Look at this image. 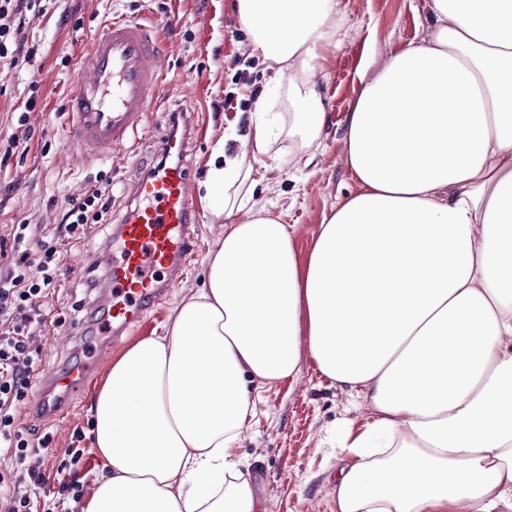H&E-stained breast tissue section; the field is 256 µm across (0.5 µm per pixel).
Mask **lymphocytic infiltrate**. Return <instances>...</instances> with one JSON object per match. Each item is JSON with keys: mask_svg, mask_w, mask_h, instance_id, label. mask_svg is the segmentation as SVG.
Wrapping results in <instances>:
<instances>
[{"mask_svg": "<svg viewBox=\"0 0 512 512\" xmlns=\"http://www.w3.org/2000/svg\"><path fill=\"white\" fill-rule=\"evenodd\" d=\"M42 9V0H0V73L9 74L36 55L27 46L22 24L28 12ZM112 208V186L102 183L85 197L66 202L61 240H81L89 225L101 224ZM28 225H17L13 240L16 255L0 253V447L14 460L13 468L0 470V493H10L18 470L31 480L45 483L46 477L32 464V449L48 447L49 438L32 441L19 423L20 408L31 388L39 362L33 330L45 323L44 309L59 271L61 254L56 243L40 241L25 247Z\"/></svg>", "mask_w": 512, "mask_h": 512, "instance_id": "1", "label": "lymphocytic infiltrate"}]
</instances>
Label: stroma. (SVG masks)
<instances>
[{
    "mask_svg": "<svg viewBox=\"0 0 512 512\" xmlns=\"http://www.w3.org/2000/svg\"><path fill=\"white\" fill-rule=\"evenodd\" d=\"M346 19L339 49L323 62L321 86L328 119L313 149L296 152L281 140L278 165L251 161L250 182L255 208L270 211L289 225L299 258H306L324 214L356 189L345 165V119L360 91L369 60H382L412 44L428 40L429 0H344ZM115 17L136 19L160 31L166 47L163 91L144 130L104 162L82 163L64 148L66 100L74 65L86 52L103 23ZM24 33L37 45L30 64L0 75V245L11 248L13 225L28 224L29 246L51 239L61 224L65 201L91 190L97 177L112 181V210L106 223L91 225L78 242L64 244L63 263L56 278L48 321L84 320L80 340L35 331L40 365L46 369L85 357L97 344L92 318L100 304L90 288L94 277L87 262L102 246L110 227L127 210L129 186L141 176L142 165L157 151V135L171 111L185 105L197 110L196 145L192 155V194L200 215L198 249L187 274L171 297L140 324L135 336H161L180 300L201 288L205 259L224 235V218L205 199L204 182L217 143L236 154L241 137L250 132L248 117L259 97L269 112L287 117L293 110L288 88L271 84L272 69L249 54L236 0H53L46 12L27 14ZM239 108L225 111V97ZM34 111H26L29 98ZM28 114L33 132L25 149H10L22 130L18 119ZM106 375L98 370L57 421L43 418L31 405L20 409V421L35 436H50L48 449L38 450L42 469L55 472L66 464L82 486L81 497L60 494L58 483L41 486L21 477L16 490L28 496L33 512H81L84 499L97 485L102 461L91 438V408ZM257 415L237 454L252 474L254 490L267 512H336L334 476L343 458L334 445L336 430L360 433L375 418L367 401L323 376L311 359H304L297 379L251 392Z\"/></svg>",
    "mask_w": 512,
    "mask_h": 512,
    "instance_id": "1",
    "label": "stroma"
}]
</instances>
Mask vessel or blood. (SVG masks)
<instances>
[{
    "instance_id": "obj_1",
    "label": "vessel or blood",
    "mask_w": 512,
    "mask_h": 512,
    "mask_svg": "<svg viewBox=\"0 0 512 512\" xmlns=\"http://www.w3.org/2000/svg\"><path fill=\"white\" fill-rule=\"evenodd\" d=\"M163 54L150 29L135 20L107 21L80 57L68 97L67 150L82 161L122 149L162 91ZM192 133L158 137L165 163L146 164L131 186L129 209L94 259L95 286L106 300L105 340L90 357L54 371H37L34 405L60 419L70 399L114 345L130 336L184 276L195 254L199 221L190 193Z\"/></svg>"
}]
</instances>
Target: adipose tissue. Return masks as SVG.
Wrapping results in <instances>:
<instances>
[{
  "label": "adipose tissue",
  "mask_w": 512,
  "mask_h": 512,
  "mask_svg": "<svg viewBox=\"0 0 512 512\" xmlns=\"http://www.w3.org/2000/svg\"><path fill=\"white\" fill-rule=\"evenodd\" d=\"M250 53L295 93L288 138L325 123L321 52L342 0H237ZM428 43L371 62L345 127L356 192L306 259L213 164L227 218L202 288L110 365L93 405L104 473L82 512H266L236 449L247 387L303 355L376 412L346 436L337 512H512V0H430ZM243 155L278 161L256 101Z\"/></svg>",
  "instance_id": "1"
}]
</instances>
